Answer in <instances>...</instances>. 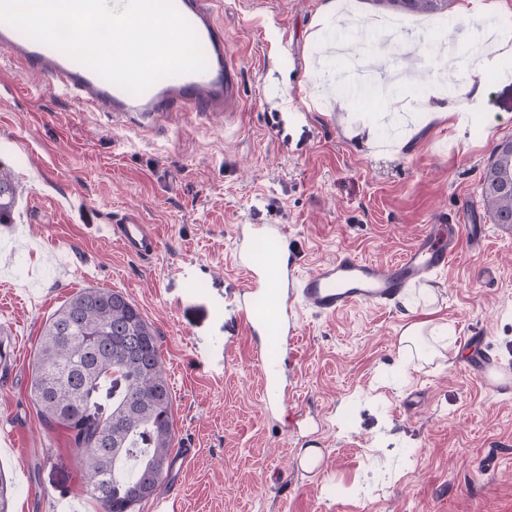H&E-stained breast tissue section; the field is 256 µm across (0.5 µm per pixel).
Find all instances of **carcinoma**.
Returning a JSON list of instances; mask_svg holds the SVG:
<instances>
[{
	"mask_svg": "<svg viewBox=\"0 0 512 512\" xmlns=\"http://www.w3.org/2000/svg\"><path fill=\"white\" fill-rule=\"evenodd\" d=\"M410 14L444 17L452 0H372ZM498 144L484 173L482 202L494 224H512V195L496 183L512 177V153ZM17 187L0 168V224L8 223ZM92 381L112 389L107 419L83 412ZM30 394L42 425L64 429L86 492L100 512H139L169 476L174 442L172 394L156 330L111 288H84L46 322L30 367Z\"/></svg>",
	"mask_w": 512,
	"mask_h": 512,
	"instance_id": "cac0c4a2",
	"label": "carcinoma"
}]
</instances>
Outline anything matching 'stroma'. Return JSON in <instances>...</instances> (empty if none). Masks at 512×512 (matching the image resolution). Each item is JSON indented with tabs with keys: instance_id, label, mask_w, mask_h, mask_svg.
Wrapping results in <instances>:
<instances>
[{
	"instance_id": "35a3bbf8",
	"label": "stroma",
	"mask_w": 512,
	"mask_h": 512,
	"mask_svg": "<svg viewBox=\"0 0 512 512\" xmlns=\"http://www.w3.org/2000/svg\"><path fill=\"white\" fill-rule=\"evenodd\" d=\"M324 2L209 0L239 83V105L221 114L92 112L0 51V166L17 186L12 221L0 224V338L18 351L0 373L11 512L97 510L66 433L43 427L29 378L45 321L88 287L122 292L159 332L173 446L195 451L160 489L174 512H512V231L481 204L490 154L512 138V76L487 71L462 131L429 123L407 150L378 154L386 103L344 88L351 68L376 60L325 53L336 22ZM506 17L512 0L484 20L454 5L443 28L400 38L442 43L461 61ZM129 213L154 227L153 256L101 238ZM241 224L284 225L301 275L342 249L392 262L432 224H479L485 237L404 291L417 319L448 326L423 353L401 341L402 301L333 317L299 309L288 371L289 406L305 415L296 437L262 408L235 264ZM26 288L36 303L17 300ZM471 334L487 369L459 343ZM307 435L326 455L309 478L290 471Z\"/></svg>"
}]
</instances>
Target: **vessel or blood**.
<instances>
[{
	"label": "vessel or blood",
	"instance_id": "b4317fda",
	"mask_svg": "<svg viewBox=\"0 0 512 512\" xmlns=\"http://www.w3.org/2000/svg\"><path fill=\"white\" fill-rule=\"evenodd\" d=\"M174 5L205 45L209 55L207 68L201 73L164 78L138 96L123 91L50 46L18 38L15 28L1 23L0 50L49 81L59 94L95 112H138L149 118L176 109L223 111L235 101L234 70L224 52V32L215 23L206 0H174ZM107 233L135 257H150L159 246L152 226L141 223L132 214L108 225ZM285 237L282 226L253 224L247 236L238 241V260L247 273L244 317L250 332L259 331L268 338V345L258 353L257 361L263 368L266 407L271 411L288 404L280 363L294 356L295 314L299 307L329 317L358 303L386 305L413 282L447 269L457 254L459 241L456 232L441 236L438 225L433 224L396 261L377 263L343 250L299 277L291 263H283L275 270L267 264L270 257L280 252ZM308 445L313 452L293 458L294 473L309 474L322 468L318 440H309Z\"/></svg>",
	"mask_w": 512,
	"mask_h": 512
}]
</instances>
